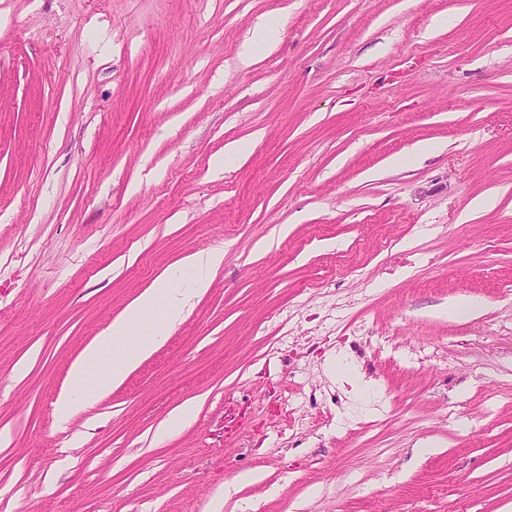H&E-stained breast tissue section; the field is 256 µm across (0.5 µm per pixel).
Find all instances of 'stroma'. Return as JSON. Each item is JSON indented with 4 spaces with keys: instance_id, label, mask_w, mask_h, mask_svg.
<instances>
[{
    "instance_id": "stroma-1",
    "label": "stroma",
    "mask_w": 512,
    "mask_h": 512,
    "mask_svg": "<svg viewBox=\"0 0 512 512\" xmlns=\"http://www.w3.org/2000/svg\"><path fill=\"white\" fill-rule=\"evenodd\" d=\"M215 247L60 423L84 349ZM0 512H512V0H0ZM277 23L265 21L257 25L251 32V37L247 40L240 52L243 60L250 58L257 47L267 45L276 32ZM223 262L224 251L219 248L189 255L183 263L191 274L187 286H178L175 279L161 276L112 321L103 336L73 364L70 387L56 402L58 419L66 422L92 408L121 382L149 349L185 320L194 299L209 288L212 274ZM196 415V404L194 402L185 403L174 410L167 423L162 428V434L175 435L184 430Z\"/></svg>"
}]
</instances>
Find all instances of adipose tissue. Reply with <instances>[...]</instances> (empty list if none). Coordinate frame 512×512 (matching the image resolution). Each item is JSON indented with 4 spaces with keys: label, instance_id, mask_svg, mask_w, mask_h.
<instances>
[{
    "label": "adipose tissue",
    "instance_id": "obj_1",
    "mask_svg": "<svg viewBox=\"0 0 512 512\" xmlns=\"http://www.w3.org/2000/svg\"><path fill=\"white\" fill-rule=\"evenodd\" d=\"M223 262V250L213 248L185 258L184 266L191 274L187 286H178L168 276L159 277L73 364L70 387L56 402L58 419L66 422L92 408L121 382L149 349L185 320L194 299L209 288Z\"/></svg>",
    "mask_w": 512,
    "mask_h": 512
}]
</instances>
